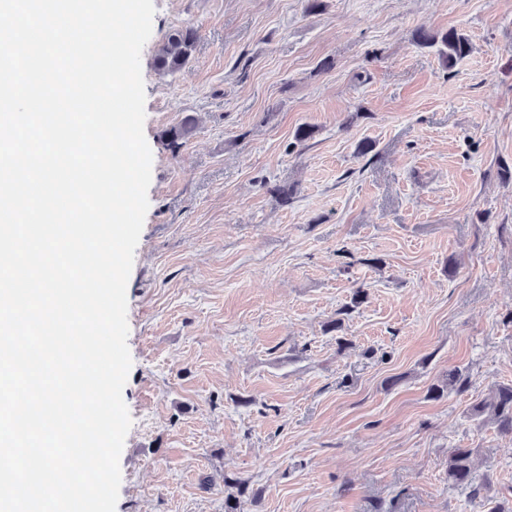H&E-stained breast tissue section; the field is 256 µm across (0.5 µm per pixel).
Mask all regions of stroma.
Segmentation results:
<instances>
[{
  "label": "stroma",
  "instance_id": "1",
  "mask_svg": "<svg viewBox=\"0 0 512 512\" xmlns=\"http://www.w3.org/2000/svg\"><path fill=\"white\" fill-rule=\"evenodd\" d=\"M153 4L116 512H224L235 479L262 492L243 512L511 506L512 435L470 410L512 384V0ZM420 28L470 51L444 67ZM454 368L466 389L430 397ZM197 42L196 30L191 26L173 29L166 33L156 57V66L164 72H174L191 59ZM473 449L455 448L448 457V481L457 488H473L474 476L471 467Z\"/></svg>",
  "mask_w": 512,
  "mask_h": 512
}]
</instances>
